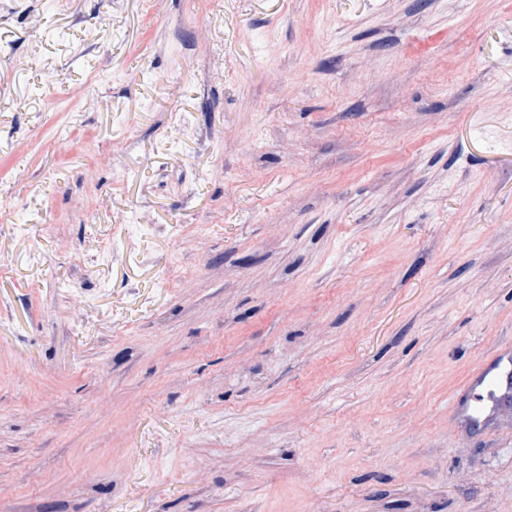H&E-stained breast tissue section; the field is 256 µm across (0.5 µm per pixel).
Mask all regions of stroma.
<instances>
[{"label": "stroma", "instance_id": "1", "mask_svg": "<svg viewBox=\"0 0 512 512\" xmlns=\"http://www.w3.org/2000/svg\"><path fill=\"white\" fill-rule=\"evenodd\" d=\"M505 341L512 0H11L7 512H512ZM468 396L453 398L449 414L473 429L490 422L512 397V345L499 346L482 357L468 374Z\"/></svg>", "mask_w": 512, "mask_h": 512}]
</instances>
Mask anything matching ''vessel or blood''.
<instances>
[{
    "mask_svg": "<svg viewBox=\"0 0 512 512\" xmlns=\"http://www.w3.org/2000/svg\"><path fill=\"white\" fill-rule=\"evenodd\" d=\"M467 396L452 399L449 414L470 428L490 422L512 398V345L482 357L468 374Z\"/></svg>",
    "mask_w": 512,
    "mask_h": 512,
    "instance_id": "1",
    "label": "vessel or blood"
}]
</instances>
